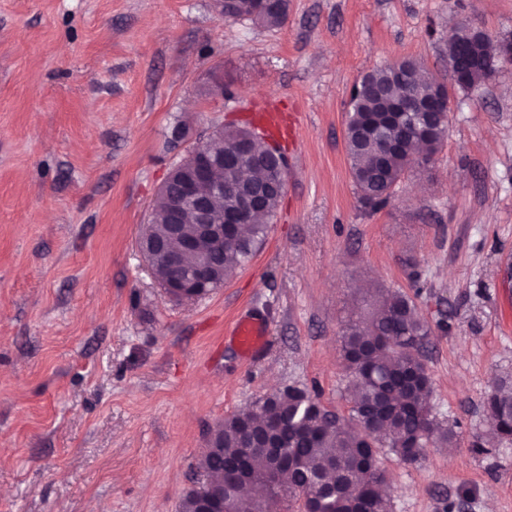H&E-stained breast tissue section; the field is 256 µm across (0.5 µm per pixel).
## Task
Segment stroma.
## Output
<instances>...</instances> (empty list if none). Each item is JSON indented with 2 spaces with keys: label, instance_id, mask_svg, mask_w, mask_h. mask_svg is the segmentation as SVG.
Returning <instances> with one entry per match:
<instances>
[{
  "label": "stroma",
  "instance_id": "obj_1",
  "mask_svg": "<svg viewBox=\"0 0 512 512\" xmlns=\"http://www.w3.org/2000/svg\"><path fill=\"white\" fill-rule=\"evenodd\" d=\"M460 21L512 39V0H289L277 28L215 0H0V512H180L225 417L289 385L347 414L339 336L375 289L428 324L457 433L414 463L382 452L388 512H512V444L472 446L512 376V65L450 88L441 148L383 208L346 157L353 85L404 58L449 80ZM271 107L291 132L265 244L169 298L138 251L159 186ZM241 314L267 326L250 358Z\"/></svg>",
  "mask_w": 512,
  "mask_h": 512
}]
</instances>
